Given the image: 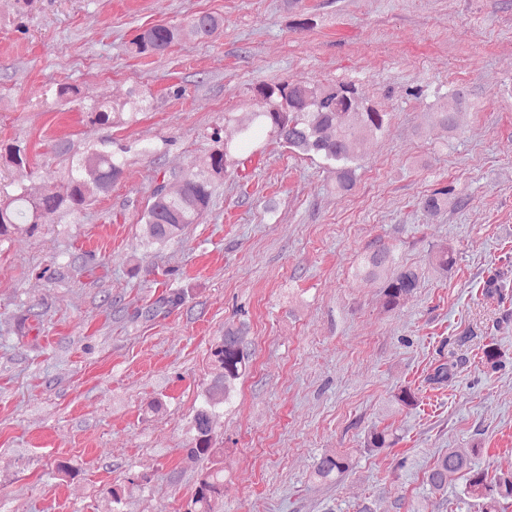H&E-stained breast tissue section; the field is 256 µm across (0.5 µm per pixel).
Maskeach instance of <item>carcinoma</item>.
I'll return each mask as SVG.
<instances>
[{
	"label": "carcinoma",
	"instance_id": "obj_1",
	"mask_svg": "<svg viewBox=\"0 0 512 512\" xmlns=\"http://www.w3.org/2000/svg\"><path fill=\"white\" fill-rule=\"evenodd\" d=\"M188 26L205 39L224 27V17L202 13L193 16ZM184 36L180 24H155L139 31L131 42V52L138 56L163 55L177 46ZM261 100L248 123L239 129L237 141L223 139L222 127L213 129V148L204 169L181 172H156L147 204L140 211L144 241L162 247L179 237L190 224H198L210 210L216 183L229 173L246 170L248 158L243 152H256L262 137H272L289 150L316 156L336 173V188L352 189L359 169L357 148L361 141L384 130L388 114L364 100L355 83L299 84L282 81L257 88ZM148 108V100L133 89L121 101H99L87 106L92 122L101 126L128 124ZM65 157L60 182L43 194L32 197L23 183L13 193L0 196V241L15 231L34 234L52 217L82 210L87 200L108 192L120 180L127 156L134 152L160 160L164 147L156 144L124 145L110 138L73 148L68 142L56 145ZM28 166V146L21 141L0 143V168L21 171ZM449 186L436 189L422 199L428 210L440 211L448 206ZM391 262L389 249L381 245L366 259L363 273L375 276ZM416 270L401 267L384 282L383 294L388 309L397 307L419 287ZM41 313L29 308L17 318L14 332L24 338L37 329ZM246 325L224 327V335L211 348L210 382L198 395V404L188 422L191 436L189 455L206 462L197 476L191 498L183 512H223L224 508V440L217 438L213 424L232 403L239 380L249 368L250 353L245 341ZM396 437L387 431L374 430L367 440L371 449L387 448ZM349 468V456L341 452L322 455L314 465V475L322 482H332ZM465 478L463 494L477 502L479 512H498L500 500L512 498V473L493 480L476 467L470 456L453 448L442 453L426 472L425 482L433 493L444 494L448 484Z\"/></svg>",
	"mask_w": 512,
	"mask_h": 512
}]
</instances>
